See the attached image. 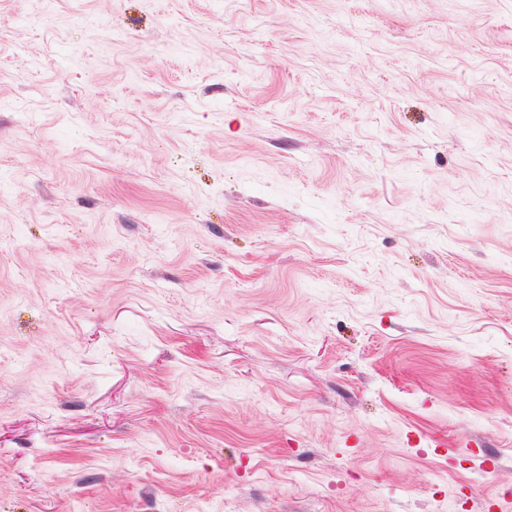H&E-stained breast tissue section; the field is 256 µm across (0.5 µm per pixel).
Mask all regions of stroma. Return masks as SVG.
I'll return each mask as SVG.
<instances>
[{
	"instance_id": "35a3bbf8",
	"label": "stroma",
	"mask_w": 512,
	"mask_h": 512,
	"mask_svg": "<svg viewBox=\"0 0 512 512\" xmlns=\"http://www.w3.org/2000/svg\"><path fill=\"white\" fill-rule=\"evenodd\" d=\"M512 512V0H0V512Z\"/></svg>"
}]
</instances>
